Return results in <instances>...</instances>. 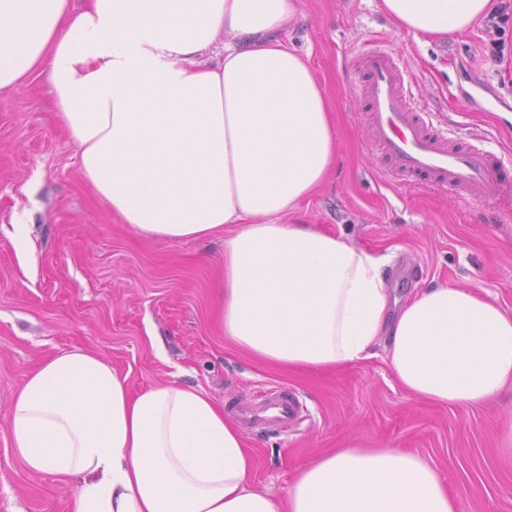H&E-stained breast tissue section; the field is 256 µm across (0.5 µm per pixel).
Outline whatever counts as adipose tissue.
I'll list each match as a JSON object with an SVG mask.
<instances>
[{
  "label": "adipose tissue",
  "mask_w": 512,
  "mask_h": 512,
  "mask_svg": "<svg viewBox=\"0 0 512 512\" xmlns=\"http://www.w3.org/2000/svg\"><path fill=\"white\" fill-rule=\"evenodd\" d=\"M300 0H0V94L47 74L96 197L169 243L224 235L213 305L225 336L288 369L340 370L383 348L400 386L452 407L512 384V316L444 284L392 308L380 256L298 221L336 162L309 56L282 32ZM397 28L463 33L495 0H380ZM235 225L225 235L227 225ZM26 468L77 479L71 512H456L441 472L371 435L256 486L238 425L204 390L131 392L99 353L57 354L15 393Z\"/></svg>",
  "instance_id": "1"
}]
</instances>
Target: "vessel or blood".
Masks as SVG:
<instances>
[{"mask_svg": "<svg viewBox=\"0 0 512 512\" xmlns=\"http://www.w3.org/2000/svg\"><path fill=\"white\" fill-rule=\"evenodd\" d=\"M355 72L369 102L373 141L388 160L387 172L437 191H466L488 203L512 202V176L494 153L452 144L426 112L411 101V85L393 56L378 46L362 51ZM232 412L264 430L287 427L296 420L298 405L283 395L253 408L238 402Z\"/></svg>", "mask_w": 512, "mask_h": 512, "instance_id": "vessel-or-blood-1", "label": "vessel or blood"}]
</instances>
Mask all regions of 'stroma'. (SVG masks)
<instances>
[{"mask_svg": "<svg viewBox=\"0 0 512 512\" xmlns=\"http://www.w3.org/2000/svg\"><path fill=\"white\" fill-rule=\"evenodd\" d=\"M283 36L310 56L342 138L328 181L304 202L300 220L390 255L386 280L398 302L448 284L490 292L512 315V210L388 177L367 101L348 78L363 43L383 40L410 75L416 105L449 138L512 159V57L492 60L479 26L419 44L378 0H302ZM223 271V237L168 244L112 217L55 123L46 78L0 95V512H70L75 480L28 471L7 440V422L25 378L74 348L100 353L134 392L175 377L224 406L275 387L294 393L304 411L287 431L243 430L254 480L273 495L318 454L369 433L429 458L457 512H512V455L499 451L512 424L511 385L482 408H449L404 391L381 352L339 371L261 361L218 324L212 295Z\"/></svg>", "mask_w": 512, "mask_h": 512, "instance_id": "35a3bbf8", "label": "stroma"}]
</instances>
